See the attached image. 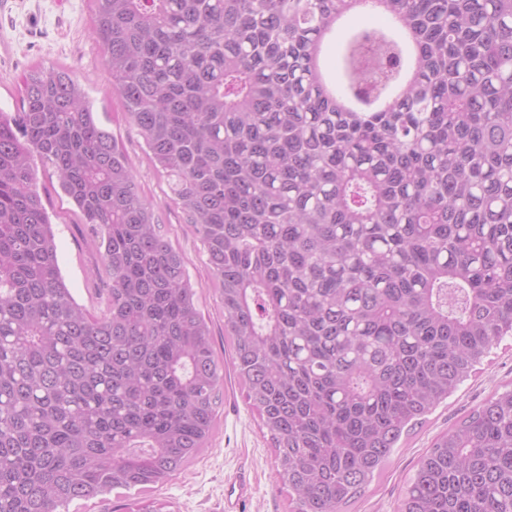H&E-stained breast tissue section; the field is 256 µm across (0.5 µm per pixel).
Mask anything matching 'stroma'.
Listing matches in <instances>:
<instances>
[{"mask_svg":"<svg viewBox=\"0 0 512 512\" xmlns=\"http://www.w3.org/2000/svg\"><path fill=\"white\" fill-rule=\"evenodd\" d=\"M391 24L386 13L372 9L339 19L322 46L321 64L331 82L341 79L343 46L354 30ZM37 63L68 66L88 92L99 121L126 153L142 195L153 203L172 245L184 255L187 273L198 293L197 307L210 326L216 354L225 362L218 427L207 448L184 471L147 494L165 502L170 512H224L227 485L242 477L250 492L240 505L241 512H288V493L278 481L270 442L230 361L224 341V309L206 255L193 227L185 224L182 214L171 205L167 179L150 166L142 138L112 92L101 51L90 33L87 0H0V110L19 109L20 76ZM38 187L53 223L63 278L79 304L91 313H100L103 303L95 273L99 255L80 214L59 189L56 177L39 172ZM511 383L512 340L507 339L492 349L475 375L402 437L381 476L348 506L347 512H396L405 480L433 440L500 386Z\"/></svg>","mask_w":512,"mask_h":512,"instance_id":"35a3bbf8","label":"stroma"}]
</instances>
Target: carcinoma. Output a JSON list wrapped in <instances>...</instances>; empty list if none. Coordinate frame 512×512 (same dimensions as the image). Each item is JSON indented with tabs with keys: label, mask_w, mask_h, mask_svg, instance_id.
Instances as JSON below:
<instances>
[{
	"label": "carcinoma",
	"mask_w": 512,
	"mask_h": 512,
	"mask_svg": "<svg viewBox=\"0 0 512 512\" xmlns=\"http://www.w3.org/2000/svg\"><path fill=\"white\" fill-rule=\"evenodd\" d=\"M355 33L337 89L320 64ZM91 35L220 284L290 512H342L404 431L512 338V0H88ZM0 111V512L162 485L223 367L182 254L65 65ZM98 241L61 275L34 161ZM396 512H512V388L421 457ZM389 26H392V19L386 13L370 8L350 13L339 19L322 46L321 64L331 82L338 84L341 79L343 46L354 30Z\"/></svg>",
	"instance_id": "1"
}]
</instances>
